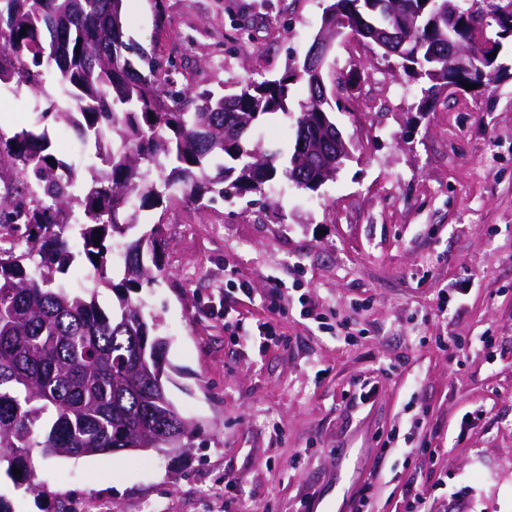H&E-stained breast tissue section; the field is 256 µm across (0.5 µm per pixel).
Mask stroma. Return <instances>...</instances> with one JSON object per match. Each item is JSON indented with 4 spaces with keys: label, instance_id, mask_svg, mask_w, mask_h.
<instances>
[{
    "label": "stroma",
    "instance_id": "obj_1",
    "mask_svg": "<svg viewBox=\"0 0 512 512\" xmlns=\"http://www.w3.org/2000/svg\"><path fill=\"white\" fill-rule=\"evenodd\" d=\"M328 3L126 0L125 33L228 91L303 59ZM160 13L172 38L159 34ZM258 16L253 41L230 38L231 21ZM330 61L337 123L352 140L335 181L310 192L278 180L261 196L142 214L168 240L161 276L139 296L169 341L170 395L199 427L191 448L37 455L33 493L1 464L12 512H82L86 501L109 512H354L367 483L369 512H405L417 493L430 512H512V41L493 88L425 112L418 85L361 39L336 41ZM306 96L292 85L289 114L254 138L290 150ZM0 98V121L47 129L73 158L77 138L52 118L55 101ZM304 300L320 321L301 316ZM228 310L247 326L273 320L280 343L239 339ZM367 382L373 399L351 405ZM477 409L478 424L460 431Z\"/></svg>",
    "mask_w": 512,
    "mask_h": 512
}]
</instances>
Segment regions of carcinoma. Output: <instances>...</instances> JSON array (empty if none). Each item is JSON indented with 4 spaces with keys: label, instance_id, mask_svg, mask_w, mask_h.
Listing matches in <instances>:
<instances>
[{
    "label": "carcinoma",
    "instance_id": "carcinoma-1",
    "mask_svg": "<svg viewBox=\"0 0 512 512\" xmlns=\"http://www.w3.org/2000/svg\"><path fill=\"white\" fill-rule=\"evenodd\" d=\"M404 3L396 12L391 0H331L335 16L322 24L366 41L373 27L405 34L404 45L383 56L422 81V112L448 93L453 46L466 53L456 83L485 86L486 60H498L508 39L497 0H487L484 17L456 18L448 17V0ZM472 23L493 28L483 50L467 42ZM131 51L122 0H0V86L15 94L24 88L35 103L57 98L56 118L94 147L82 168L63 177L70 161L50 151L46 131L0 128V226L11 225L26 244L19 255L0 249V462L17 488H37L36 453L161 452L189 447L197 430L160 378L166 342L135 297L161 271L162 225L126 242L116 266L114 236H126L141 224L140 212L173 196L203 206L263 195L274 180L312 192L323 186L321 164L308 163L304 147H323L340 101L333 90L313 88L305 62L292 59L278 78L249 79L240 91L217 95L170 81V59L142 54L136 68ZM298 81L307 99L282 159L251 135L267 116L289 111ZM77 259L112 290V309L99 305L97 292L57 281ZM157 420L169 422L174 443L155 439Z\"/></svg>",
    "mask_w": 512,
    "mask_h": 512
}]
</instances>
